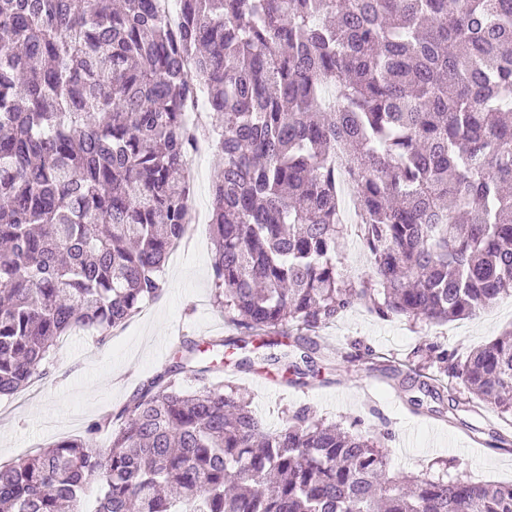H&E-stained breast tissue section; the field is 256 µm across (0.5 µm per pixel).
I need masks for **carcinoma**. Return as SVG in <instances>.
<instances>
[{
    "label": "carcinoma",
    "instance_id": "carcinoma-1",
    "mask_svg": "<svg viewBox=\"0 0 512 512\" xmlns=\"http://www.w3.org/2000/svg\"><path fill=\"white\" fill-rule=\"evenodd\" d=\"M0 0V398L63 336L111 338L160 290L186 230L192 86L222 170L212 277L247 336L314 332L362 305L464 319L512 289V0ZM350 196L370 259L336 264ZM117 416L0 463V512H512V484L387 476L389 434L308 407L269 430L197 343ZM425 363L512 414V330ZM264 361L284 374L301 346ZM201 383L187 392L179 375Z\"/></svg>",
    "mask_w": 512,
    "mask_h": 512
}]
</instances>
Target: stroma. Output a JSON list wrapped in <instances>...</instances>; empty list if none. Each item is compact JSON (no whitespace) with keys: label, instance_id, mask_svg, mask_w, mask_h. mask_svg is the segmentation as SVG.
Here are the masks:
<instances>
[{"label":"stroma","instance_id":"obj_1","mask_svg":"<svg viewBox=\"0 0 512 512\" xmlns=\"http://www.w3.org/2000/svg\"><path fill=\"white\" fill-rule=\"evenodd\" d=\"M189 248L167 261L162 291L148 311L133 317L105 344L85 332L65 337L47 373L0 413V462L15 461L64 437L83 435L88 423L118 414L130 397L172 362L165 344L171 331L187 339L219 336L238 368L232 385L249 392L252 406L270 428L285 425L288 411L308 406L324 420L374 435L391 432L389 475L424 473L476 483L512 482V418L490 407H472L460 379L440 377L433 391L422 386L412 352L434 342L457 360L512 328V296L477 315L443 325L413 326L403 318L381 319L355 307L336 322L303 335L313 349L318 377L304 384L263 387L276 379L265 364L260 338L233 348L239 333L224 323L213 303L210 227L189 229ZM231 361V362H232ZM374 408H366L365 395ZM419 398L420 414L408 401Z\"/></svg>","mask_w":512,"mask_h":512}]
</instances>
